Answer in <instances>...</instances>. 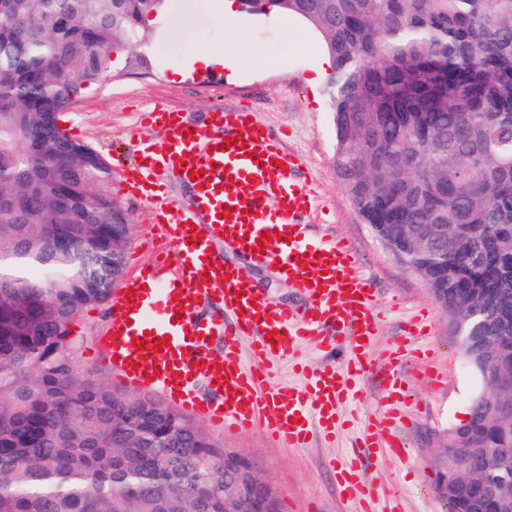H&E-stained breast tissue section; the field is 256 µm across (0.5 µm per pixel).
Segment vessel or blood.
Wrapping results in <instances>:
<instances>
[{"label":"vessel or blood","mask_w":512,"mask_h":512,"mask_svg":"<svg viewBox=\"0 0 512 512\" xmlns=\"http://www.w3.org/2000/svg\"><path fill=\"white\" fill-rule=\"evenodd\" d=\"M144 119L160 137L135 141L124 177L128 191L151 205L156 256L112 295L98 353L127 387L160 392L179 411L224 431L258 429L291 448L316 435L335 439L350 422L345 406L360 400L366 378L379 377L383 434H364L335 468L342 498L374 497L365 463L404 452L396 434L403 356L408 342L427 335V321H410L403 344L376 356L372 282L358 272L347 242L312 232L316 192L300 175L302 160L254 113L218 107L198 127L158 106ZM172 182L192 188L187 207L171 201ZM221 244L274 265L307 307H279L260 296L244 268L219 265ZM217 342L219 357L211 354ZM309 343L338 355L303 370V389L275 386L281 364L295 363Z\"/></svg>","instance_id":"b4317fda"}]
</instances>
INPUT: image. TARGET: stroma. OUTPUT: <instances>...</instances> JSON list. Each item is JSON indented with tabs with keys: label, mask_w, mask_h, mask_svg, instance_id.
I'll use <instances>...</instances> for the list:
<instances>
[{
	"label": "stroma",
	"mask_w": 512,
	"mask_h": 512,
	"mask_svg": "<svg viewBox=\"0 0 512 512\" xmlns=\"http://www.w3.org/2000/svg\"><path fill=\"white\" fill-rule=\"evenodd\" d=\"M165 25L164 34L150 46L149 68L127 64L108 68L62 112L61 126L109 163H128L134 158L131 136H159L140 122L141 112L155 105L184 112L188 121L197 124L204 123L216 107H243L269 126L288 151L303 156L317 193L312 219L316 235L346 239L360 271L377 289L378 350H386L402 336L404 323L417 314L428 315L432 324L430 336L419 343L420 349L429 351L430 364L412 357L406 365V454L382 455L368 462L367 468L377 485L398 487L400 512H448L446 501L432 485L437 448L449 430L466 419L472 399L487 386L466 367L453 328L422 277L365 223L336 175L328 85L310 86L304 81L323 51L321 36L300 19L283 27L274 14L247 13L229 28L211 18L202 0H170ZM230 41L258 47L261 54L244 55L235 70L197 68L182 77L172 73V64L184 57ZM112 188L129 217L125 269L130 272L135 261L153 257L149 205L130 196L121 178H114ZM251 280L275 305L294 309L305 305L303 296L270 267H253ZM108 323L107 305L85 308L71 326L72 358L78 375H94L119 391L123 385L108 362L92 353ZM200 427L215 443L238 449L248 458L253 473L270 487L279 512H361L358 502L339 499L332 472L333 464L345 460L362 433L360 420L347 426L335 442L316 438L305 448L282 446L258 432L228 434L205 421Z\"/></svg>",
	"instance_id": "stroma-1"
}]
</instances>
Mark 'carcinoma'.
<instances>
[{
	"mask_svg": "<svg viewBox=\"0 0 512 512\" xmlns=\"http://www.w3.org/2000/svg\"><path fill=\"white\" fill-rule=\"evenodd\" d=\"M167 0H0V512H224V449L165 402L79 377L70 325L109 301L112 167L59 114L124 55L149 63ZM330 55L333 165L368 224L409 249L490 384L462 425L512 448V0H249Z\"/></svg>",
	"mask_w": 512,
	"mask_h": 512,
	"instance_id": "cac0c4a2",
	"label": "carcinoma"
}]
</instances>
